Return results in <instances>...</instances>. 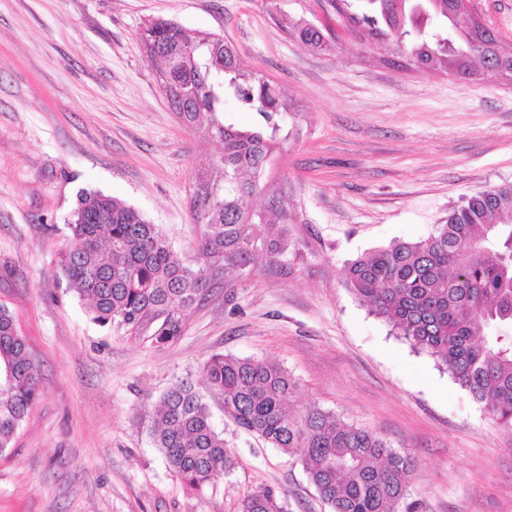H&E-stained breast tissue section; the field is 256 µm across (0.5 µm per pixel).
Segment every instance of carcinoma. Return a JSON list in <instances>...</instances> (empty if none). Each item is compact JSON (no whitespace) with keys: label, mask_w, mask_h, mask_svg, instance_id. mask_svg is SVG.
Returning <instances> with one entry per match:
<instances>
[{"label":"carcinoma","mask_w":512,"mask_h":512,"mask_svg":"<svg viewBox=\"0 0 512 512\" xmlns=\"http://www.w3.org/2000/svg\"><path fill=\"white\" fill-rule=\"evenodd\" d=\"M342 3L346 26L391 50L397 67L411 59L466 82L478 62L512 79V53L501 51L496 32H489L481 51L469 46L470 20L458 0ZM147 25L143 48L160 63L161 89L172 78L187 91L179 120L195 128L208 117L202 131L223 146L199 173L191 197L193 221L203 225L195 261L186 263L133 206L84 189L66 222L72 245L59 267L66 288L88 302L96 324L117 325L164 347L183 336L187 317L217 281L235 288L263 271L288 267L293 214L268 168L288 141L278 115L289 103L217 34L190 35L169 19ZM297 33L313 48L325 44L315 25ZM229 97L256 113L258 124L226 122ZM258 197L266 198L265 208L254 207ZM345 282L370 313L431 356L497 423L512 428V185L477 192L424 239L395 242L348 262ZM0 364L12 369V379L0 384L1 452L11 447L37 399L40 376L5 308ZM201 373L239 428L298 456L331 512H414L412 458L331 411L316 405L292 410L297 382L278 363L217 353ZM148 422L155 447L186 487L201 491L233 466L224 433L194 385L169 388ZM242 512L288 509L276 489L263 487L244 499Z\"/></svg>","instance_id":"obj_1"}]
</instances>
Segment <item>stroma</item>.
<instances>
[{
	"instance_id": "stroma-1",
	"label": "stroma",
	"mask_w": 512,
	"mask_h": 512,
	"mask_svg": "<svg viewBox=\"0 0 512 512\" xmlns=\"http://www.w3.org/2000/svg\"><path fill=\"white\" fill-rule=\"evenodd\" d=\"M334 0H0V307L40 367L39 398L0 453V512H241L270 486L288 512H329L297 458L206 400L234 466L195 492L155 447L147 410L224 353L280 363L297 409L317 405L412 456L417 512H512V429L370 314L348 261L446 223L512 185V81L461 83L388 64ZM220 34L285 91L275 172L296 219L288 272L213 288L158 348L95 324L58 260L84 189L158 225L186 262L202 233L196 175L221 151L184 126L138 39L150 19ZM322 29L313 49L297 25Z\"/></svg>"
}]
</instances>
